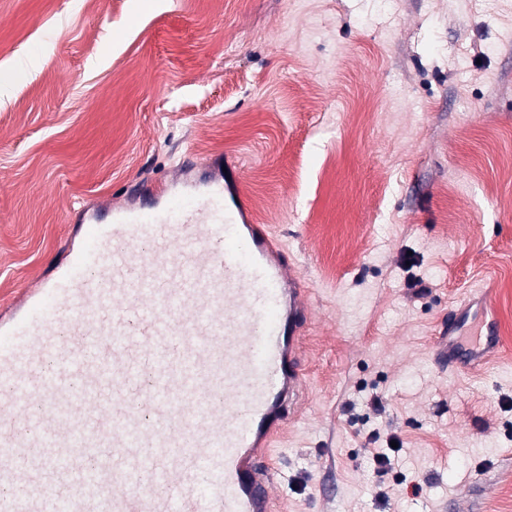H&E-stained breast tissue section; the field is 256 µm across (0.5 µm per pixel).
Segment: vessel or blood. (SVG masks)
Returning <instances> with one entry per match:
<instances>
[{"instance_id":"b4317fda","label":"vessel or blood","mask_w":512,"mask_h":512,"mask_svg":"<svg viewBox=\"0 0 512 512\" xmlns=\"http://www.w3.org/2000/svg\"><path fill=\"white\" fill-rule=\"evenodd\" d=\"M73 222L54 275L0 316V477L17 487L0 512H270L309 309L237 167L81 204ZM472 319L484 346L463 351ZM448 334L449 369L483 362L499 335L486 295Z\"/></svg>"}]
</instances>
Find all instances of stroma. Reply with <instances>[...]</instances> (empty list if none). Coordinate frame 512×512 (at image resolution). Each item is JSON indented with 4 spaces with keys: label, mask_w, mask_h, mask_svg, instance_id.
Listing matches in <instances>:
<instances>
[{
    "label": "stroma",
    "mask_w": 512,
    "mask_h": 512,
    "mask_svg": "<svg viewBox=\"0 0 512 512\" xmlns=\"http://www.w3.org/2000/svg\"><path fill=\"white\" fill-rule=\"evenodd\" d=\"M1 70L0 313L78 201L228 160L312 314L272 512H512V0H0ZM466 288L500 334L448 376Z\"/></svg>",
    "instance_id": "stroma-1"
}]
</instances>
